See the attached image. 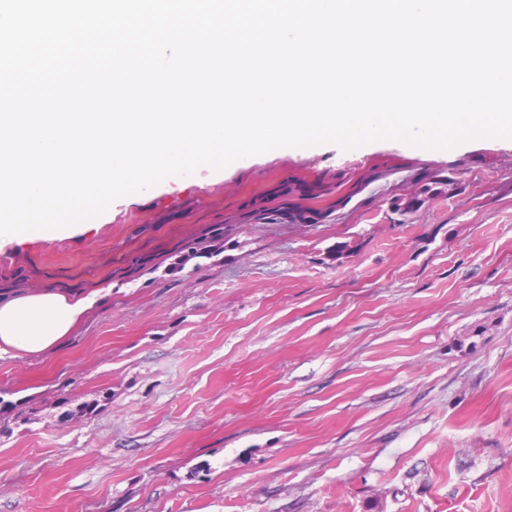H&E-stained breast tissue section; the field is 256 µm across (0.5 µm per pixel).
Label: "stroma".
Wrapping results in <instances>:
<instances>
[{"mask_svg": "<svg viewBox=\"0 0 512 512\" xmlns=\"http://www.w3.org/2000/svg\"><path fill=\"white\" fill-rule=\"evenodd\" d=\"M423 168L460 189L401 223ZM374 171L340 220L241 219ZM51 287L103 298L0 360V512H512V138L278 148L0 239L1 291Z\"/></svg>", "mask_w": 512, "mask_h": 512, "instance_id": "1", "label": "stroma"}]
</instances>
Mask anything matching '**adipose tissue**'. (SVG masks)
Instances as JSON below:
<instances>
[{
	"mask_svg": "<svg viewBox=\"0 0 512 512\" xmlns=\"http://www.w3.org/2000/svg\"><path fill=\"white\" fill-rule=\"evenodd\" d=\"M96 302L93 293L50 288L0 292V359L57 350Z\"/></svg>",
	"mask_w": 512,
	"mask_h": 512,
	"instance_id": "obj_1",
	"label": "adipose tissue"
}]
</instances>
